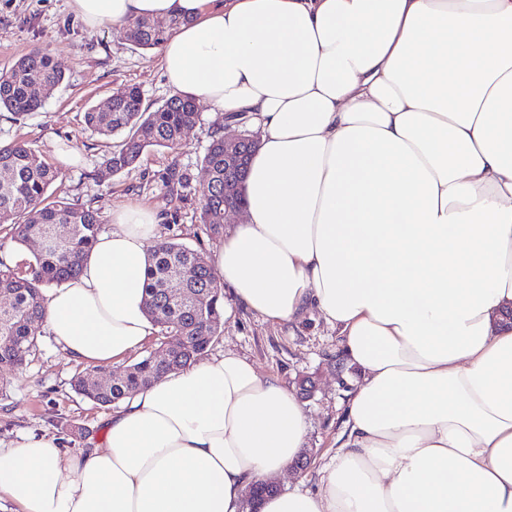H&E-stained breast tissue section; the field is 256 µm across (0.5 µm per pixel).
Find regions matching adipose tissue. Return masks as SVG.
Listing matches in <instances>:
<instances>
[{
  "mask_svg": "<svg viewBox=\"0 0 512 512\" xmlns=\"http://www.w3.org/2000/svg\"><path fill=\"white\" fill-rule=\"evenodd\" d=\"M86 29L175 20L171 89L248 116L246 218L211 263L273 322L318 310L355 387L314 492L258 512H512V0H70ZM45 331L109 367L158 328L145 309L157 219L113 211ZM308 418L235 352L168 373L78 453L0 448L19 512H243L290 468Z\"/></svg>",
  "mask_w": 512,
  "mask_h": 512,
  "instance_id": "obj_1",
  "label": "adipose tissue"
}]
</instances>
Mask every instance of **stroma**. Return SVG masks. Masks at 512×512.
<instances>
[{"label":"stroma","mask_w":512,"mask_h":512,"mask_svg":"<svg viewBox=\"0 0 512 512\" xmlns=\"http://www.w3.org/2000/svg\"><path fill=\"white\" fill-rule=\"evenodd\" d=\"M33 48L50 53L65 80L39 112L20 121L0 114V143L28 141L49 161L55 141L70 144L83 162L60 166V178L50 189L53 199L89 206L106 224L113 209H147L159 220L160 239L211 256L220 239L208 235L200 221L197 189L206 178L201 160L214 131L228 137L251 134L255 127L250 120L231 123L200 104V120L186 133L180 149H149L136 166L114 172L105 164L112 140L86 130L83 114L129 85L141 88L146 104L164 103L173 91L163 75L159 49L133 46L122 28L87 30L72 13L69 0H0V66ZM174 170L187 182L173 193L168 177ZM227 350L247 357L260 374L290 391H298L304 380L313 381L314 392L303 401L309 421L304 452L310 465L303 473L281 474L275 481L283 491L316 489L345 432L344 406L353 388L352 380L341 375L335 327L314 309L292 322H273L237 306L207 354ZM81 369L43 331L26 366L0 367V380L6 385L0 394V442L33 432L60 438L73 453L102 445L111 411L73 391L70 381Z\"/></svg>","instance_id":"obj_1"}]
</instances>
